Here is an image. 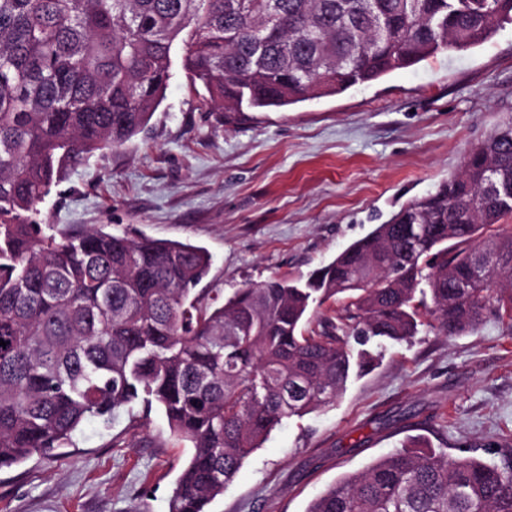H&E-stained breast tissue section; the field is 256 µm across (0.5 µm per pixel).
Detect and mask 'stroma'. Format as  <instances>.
Instances as JSON below:
<instances>
[{"mask_svg": "<svg viewBox=\"0 0 512 512\" xmlns=\"http://www.w3.org/2000/svg\"><path fill=\"white\" fill-rule=\"evenodd\" d=\"M172 52L165 98L124 146L69 170L39 204L54 226L204 247L197 294L230 295L330 261L426 196L512 116V25L343 94L264 112L204 104ZM420 437L451 454L512 453V335L422 327L335 403L284 420L209 512H305L345 474ZM191 450L161 410L85 421L69 448L0 471V512H168Z\"/></svg>", "mask_w": 512, "mask_h": 512, "instance_id": "35a3bbf8", "label": "stroma"}]
</instances>
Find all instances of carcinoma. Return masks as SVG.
Segmentation results:
<instances>
[{
	"label": "carcinoma",
	"instance_id": "obj_1",
	"mask_svg": "<svg viewBox=\"0 0 512 512\" xmlns=\"http://www.w3.org/2000/svg\"><path fill=\"white\" fill-rule=\"evenodd\" d=\"M506 24L512 0H0V469L155 406L191 447L169 512H207L283 420L374 368L354 344L411 338L420 306L443 336L489 317L512 335V119L400 223L221 304L194 294L201 247L36 219L65 170L144 129L179 38L222 112L337 95ZM305 512H512V464L402 447Z\"/></svg>",
	"mask_w": 512,
	"mask_h": 512
}]
</instances>
